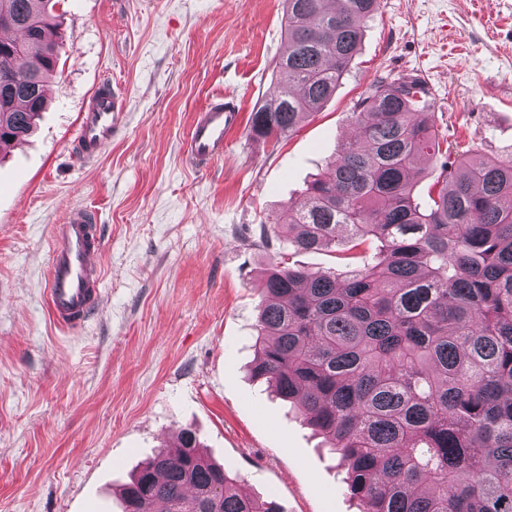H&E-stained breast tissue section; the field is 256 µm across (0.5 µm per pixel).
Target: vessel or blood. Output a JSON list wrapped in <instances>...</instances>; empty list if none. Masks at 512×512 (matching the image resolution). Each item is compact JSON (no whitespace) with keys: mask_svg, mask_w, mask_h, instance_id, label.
I'll use <instances>...</instances> for the list:
<instances>
[{"mask_svg":"<svg viewBox=\"0 0 512 512\" xmlns=\"http://www.w3.org/2000/svg\"><path fill=\"white\" fill-rule=\"evenodd\" d=\"M125 107L115 90L101 85L81 114L75 136L80 158L91 160L115 137ZM239 122L231 103L215 101L194 120L185 141L191 165L205 168L223 159L224 146ZM102 246L101 232L86 209H71L63 223L53 225L48 279L49 308L55 322L73 327L85 321L101 298L102 270L94 261Z\"/></svg>","mask_w":512,"mask_h":512,"instance_id":"b4317fda","label":"vessel or blood"}]
</instances>
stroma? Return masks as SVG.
<instances>
[{
  "instance_id": "1",
  "label": "stroma",
  "mask_w": 512,
  "mask_h": 512,
  "mask_svg": "<svg viewBox=\"0 0 512 512\" xmlns=\"http://www.w3.org/2000/svg\"><path fill=\"white\" fill-rule=\"evenodd\" d=\"M58 68L35 133L0 152V512H120L139 464L191 427L281 512H359L322 437L250 372L270 259L345 272L261 227L328 171L379 79L415 75L450 151L512 159V0H380L350 73L289 136L247 119L286 48L284 0H51ZM124 94L102 154L72 152L99 83ZM241 121L223 160L184 157L217 98ZM101 228L102 299L80 327L48 309L51 227Z\"/></svg>"
}]
</instances>
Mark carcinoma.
Here are the masks:
<instances>
[{
  "label": "carcinoma",
  "mask_w": 512,
  "mask_h": 512,
  "mask_svg": "<svg viewBox=\"0 0 512 512\" xmlns=\"http://www.w3.org/2000/svg\"><path fill=\"white\" fill-rule=\"evenodd\" d=\"M50 0H0V148L29 136L57 65ZM287 49L251 133L280 139L331 98L379 0H285ZM331 170L269 229L296 251L375 246L339 278L273 259L251 374L340 454L360 512H512V160L442 153L416 77L375 83ZM436 160L430 204L418 163ZM122 512H280L185 428L120 490Z\"/></svg>",
  "instance_id": "carcinoma-1"
}]
</instances>
